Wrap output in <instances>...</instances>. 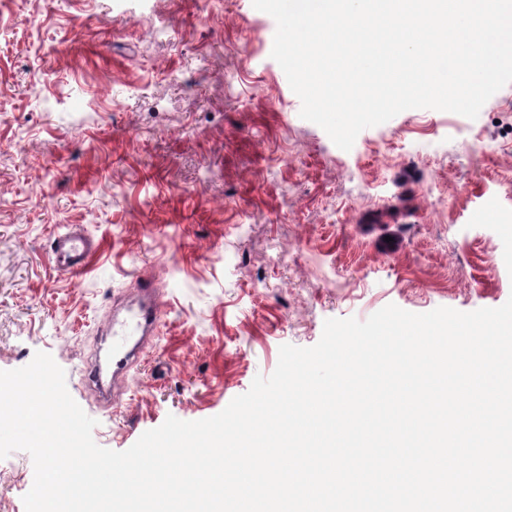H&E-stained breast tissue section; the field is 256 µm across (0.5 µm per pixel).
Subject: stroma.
<instances>
[{
  "label": "stroma",
  "mask_w": 512,
  "mask_h": 512,
  "mask_svg": "<svg viewBox=\"0 0 512 512\" xmlns=\"http://www.w3.org/2000/svg\"><path fill=\"white\" fill-rule=\"evenodd\" d=\"M275 31L252 0H0V370L51 354L101 447L221 413L327 319L512 296V84L344 151L301 118ZM75 229L80 276L51 259ZM138 273L160 337L103 408L83 371ZM33 476L0 459V512Z\"/></svg>",
  "instance_id": "obj_1"
}]
</instances>
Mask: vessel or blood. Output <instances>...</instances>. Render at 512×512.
Returning <instances> with one entry per match:
<instances>
[{"label": "vessel or blood", "mask_w": 512, "mask_h": 512, "mask_svg": "<svg viewBox=\"0 0 512 512\" xmlns=\"http://www.w3.org/2000/svg\"><path fill=\"white\" fill-rule=\"evenodd\" d=\"M92 246L85 235L72 231L57 236L53 250L55 267L61 272L79 276L88 265ZM137 301L125 311H113L103 328L111 336L112 382L124 384L129 377L136 349L156 337L162 318L160 294L152 279L139 277L136 281Z\"/></svg>", "instance_id": "vessel-or-blood-1"}]
</instances>
